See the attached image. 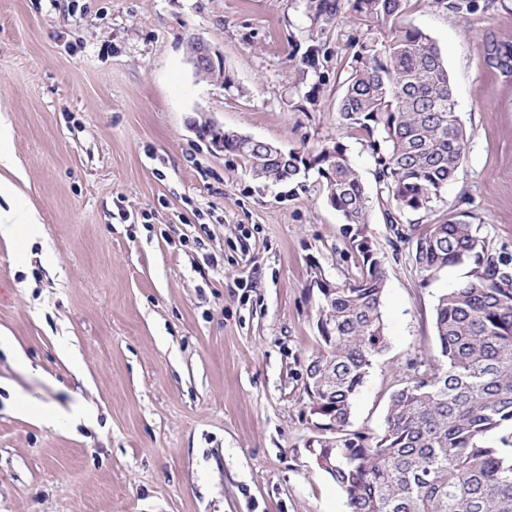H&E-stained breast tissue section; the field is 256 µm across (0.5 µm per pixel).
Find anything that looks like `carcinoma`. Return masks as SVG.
Returning a JSON list of instances; mask_svg holds the SVG:
<instances>
[{
    "label": "carcinoma",
    "instance_id": "cac0c4a2",
    "mask_svg": "<svg viewBox=\"0 0 512 512\" xmlns=\"http://www.w3.org/2000/svg\"><path fill=\"white\" fill-rule=\"evenodd\" d=\"M413 0H347L365 27L338 104L339 125L370 137L380 190L399 214L427 215L467 157L469 136L447 65L434 40L406 22ZM452 13L475 0H433ZM315 26L338 12L336 0H306ZM320 47L304 68L319 72ZM486 62L512 75V45L486 49ZM224 149L251 175L290 182L317 171L326 200L345 220L360 276L322 300L318 323L330 339L306 364L305 391L334 420L321 435L336 449L329 475L350 512H512V254L497 251L465 220L433 224L408 237L424 277L468 264L456 287L438 296L437 353L410 363L413 374L390 397L381 434L350 430L352 401L388 342L382 315L385 272L362 234L369 197L339 141L312 153H278L229 131ZM323 379L317 393L314 382ZM498 435V444L487 437Z\"/></svg>",
    "mask_w": 512,
    "mask_h": 512
}]
</instances>
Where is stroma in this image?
<instances>
[{"label": "stroma", "instance_id": "stroma-1", "mask_svg": "<svg viewBox=\"0 0 512 512\" xmlns=\"http://www.w3.org/2000/svg\"><path fill=\"white\" fill-rule=\"evenodd\" d=\"M312 33L305 0H0V116L41 242L0 239V512H348L308 439L305 365L322 348L319 282L360 274L317 172L253 178L210 149L211 122L283 150L343 143L370 197L365 236L385 271L388 348L353 400L352 430L381 434L408 364L437 348L438 296L467 266L423 280L407 237L460 214L512 254V76L485 48L512 44V0L407 15L440 47L467 159L419 221L388 223L363 136L337 106L361 34L339 0ZM224 55L231 87L199 80L186 43ZM328 59L302 78L311 40ZM93 426L48 427L9 390Z\"/></svg>", "mask_w": 512, "mask_h": 512}]
</instances>
